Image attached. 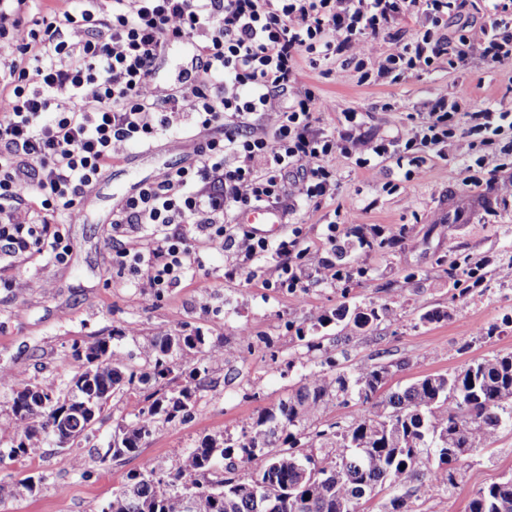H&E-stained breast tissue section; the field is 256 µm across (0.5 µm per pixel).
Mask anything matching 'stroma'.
<instances>
[{
	"label": "stroma",
	"mask_w": 512,
	"mask_h": 512,
	"mask_svg": "<svg viewBox=\"0 0 512 512\" xmlns=\"http://www.w3.org/2000/svg\"><path fill=\"white\" fill-rule=\"evenodd\" d=\"M190 68L187 46L175 47L149 84L148 95L162 98L185 87ZM300 80L328 101L330 109L321 114L320 125L329 130L338 126L342 110L353 108L366 113V131L395 135L408 125L409 113L434 93L454 92L462 83L469 85L475 104L512 112L510 65L476 64L454 71L443 56L427 72L380 86L359 84L353 65L339 59L303 63ZM194 147L189 138H164L146 156L134 145H115L117 166L87 189L65 217L64 232L72 245L66 263L38 253L0 255V280L6 282L0 287V419L12 402V373L20 370L32 383L64 387L73 375L74 346L112 337L115 329L120 336L112 338V347L126 359L139 358L151 337L184 325L200 329L211 355L198 361L178 358L174 373L183 379L194 367H204L211 385L198 392L190 419L164 424L143 442L139 454L106 467L97 457L105 453L117 427L135 419L141 394L112 400L78 448L84 465L77 471L66 464L65 452L49 443L29 456L8 457L16 432L0 427V512H101L113 489L139 470L142 460H153L167 475L186 449L203 439L220 444L227 436H239L259 410L287 399L297 386L307 354L289 323L312 325L343 301L360 307L392 303L390 320L354 333L331 355L348 367L403 362L390 380L395 389L428 373L459 369L473 358L512 352V174L486 169L479 190L463 186L460 150L454 144L443 158L427 152L419 166L391 161L363 171L354 160H337L335 197L316 207L298 203L295 217L311 263L329 254V223L339 224L350 237L373 224L394 234L409 230L402 242L370 252L352 250L350 260L365 269V276L347 283H313L296 297L262 287L257 280L225 278L230 253L203 244L202 264L193 265L163 297L146 300L143 290L120 278L112 266V210L137 181L191 162ZM486 256L492 259L486 280L472 287L462 262ZM462 288L466 296L454 297V290ZM433 308L446 311V318L422 322V314ZM244 331L250 343L241 342ZM255 385L259 396L252 399L248 393ZM31 474L42 477L32 493L23 486ZM510 475L508 426L490 447L461 463L455 488L414 499V512H465L473 492Z\"/></svg>",
	"instance_id": "obj_1"
}]
</instances>
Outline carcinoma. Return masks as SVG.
<instances>
[{"instance_id": "obj_1", "label": "carcinoma", "mask_w": 512, "mask_h": 512, "mask_svg": "<svg viewBox=\"0 0 512 512\" xmlns=\"http://www.w3.org/2000/svg\"><path fill=\"white\" fill-rule=\"evenodd\" d=\"M392 312L388 304L364 309L342 302L318 323L368 331ZM288 329L306 353L325 356L321 364L330 371L304 368L287 400L261 411L239 438L225 439L224 447L207 438L189 449L175 475L165 477L154 465L127 475L101 512H186L188 495L195 497V512H364L386 488L396 494L379 512H412L413 495L455 486L458 462L490 447L512 425V353L472 359L459 370L427 374L393 391L385 364L349 370L336 365L325 341L337 343L341 334L316 336L292 322ZM111 340L73 349L74 376L92 371L93 386L86 391L22 383L7 413L19 427L9 456H25L52 437L49 418L64 409L76 412L71 428L77 430L74 445H80L114 397L151 381L158 389L144 396L133 422L119 426L101 464L138 452L159 424L192 416L197 392L210 382L208 373L195 369L185 384L168 385L174 356L207 353L200 330L152 337L141 363L118 356ZM375 396L381 401L370 403ZM351 398L360 409L348 422L316 426L327 408ZM432 457L437 465L425 467ZM208 474L215 479L198 481ZM466 512H512V476L479 488Z\"/></svg>"}]
</instances>
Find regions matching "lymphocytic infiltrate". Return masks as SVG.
Here are the masks:
<instances>
[{
	"label": "lymphocytic infiltrate",
	"mask_w": 512,
	"mask_h": 512,
	"mask_svg": "<svg viewBox=\"0 0 512 512\" xmlns=\"http://www.w3.org/2000/svg\"><path fill=\"white\" fill-rule=\"evenodd\" d=\"M102 15L47 10L38 17L19 60L0 75V252H49L66 263L72 247L60 224L86 189L112 165V148L152 147L160 138L195 134V158L144 181L113 210V263L152 297L177 287L188 273L198 240L233 252L227 277L253 279L258 263L276 259L275 287L304 292L308 281L333 284L335 261L346 250L337 225L327 227L331 258L304 264L302 229L270 239L237 223L255 206H283L293 195L319 202L336 194L337 159L369 170L428 150L443 153L464 133L462 182L479 187L478 169L498 147L511 112L472 108L468 87L436 94L426 111L389 138L363 130L364 113L348 110L341 131L318 128L328 104L300 84L302 61L351 53L364 83L396 84L429 70L440 56L464 69L474 62L512 63V0H497L494 17L464 23L456 42L448 20L466 0H110ZM424 15L405 37L391 36L399 20ZM87 37L71 43L68 31ZM387 35L377 62L357 53L360 38ZM194 47V77L178 93L147 95L170 49ZM93 86L92 99L82 97ZM288 104L272 112L275 98ZM37 200V217L13 221L16 209ZM128 239L138 249L125 247Z\"/></svg>",
	"instance_id": "obj_1"
}]
</instances>
